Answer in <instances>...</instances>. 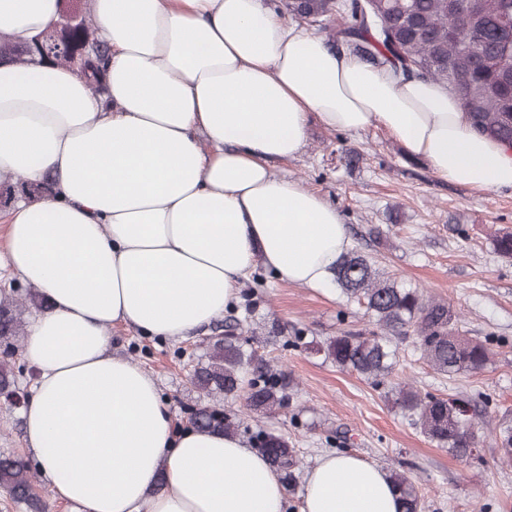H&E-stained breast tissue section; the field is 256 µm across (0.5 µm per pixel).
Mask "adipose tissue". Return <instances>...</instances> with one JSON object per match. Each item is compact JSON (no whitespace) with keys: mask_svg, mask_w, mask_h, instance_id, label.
<instances>
[{"mask_svg":"<svg viewBox=\"0 0 512 512\" xmlns=\"http://www.w3.org/2000/svg\"><path fill=\"white\" fill-rule=\"evenodd\" d=\"M105 90L66 67L0 63V181L52 180L7 209L0 269L39 289L23 359L25 438L81 512H282L286 491L238 437L172 427L154 377L112 355L113 325L179 340L223 315L256 262L324 288L349 246L334 206L273 160L310 119L379 126L447 182L512 187V147L461 100L331 51L266 0H87ZM62 0H0V36L35 38ZM162 490H155L157 479ZM300 512H398L387 472L327 454Z\"/></svg>","mask_w":512,"mask_h":512,"instance_id":"ef3b65f1","label":"adipose tissue"}]
</instances>
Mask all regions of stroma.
<instances>
[{
  "instance_id": "stroma-1",
  "label": "stroma",
  "mask_w": 512,
  "mask_h": 512,
  "mask_svg": "<svg viewBox=\"0 0 512 512\" xmlns=\"http://www.w3.org/2000/svg\"><path fill=\"white\" fill-rule=\"evenodd\" d=\"M350 147L361 158L349 169L340 154ZM273 168L336 206L352 248L368 255L382 273L450 302L468 335L489 339L492 361L482 372L452 378L438 374L409 339L398 343L395 372L396 381L436 395L490 397L489 413L478 422L486 436L485 463L469 465L437 447L392 407L384 387L315 352V345L342 328L375 331L361 310L347 304L336 289L290 285L261 265L256 271L266 285L255 291L248 325L239 323L243 300L238 297L222 316L182 340L113 326V353L154 375L174 427L184 429L186 407L202 398L190 381L193 364L204 360L210 337L234 330L246 348L274 358L297 383L286 411L260 416L245 412L242 400L231 401L242 420L240 433L260 427L290 438L299 450V474L342 447L381 467L405 471L424 498V512H512V468L492 460L497 425L512 421V261L498 258L489 244L496 228L512 227V188L475 191L442 182L424 163L411 162L379 127L350 134L312 123L305 151L274 162ZM457 224L466 228V237L453 233ZM374 225L383 231L377 242L367 235ZM300 330L312 349L292 347ZM0 452L31 458L23 407L1 397Z\"/></svg>"
}]
</instances>
